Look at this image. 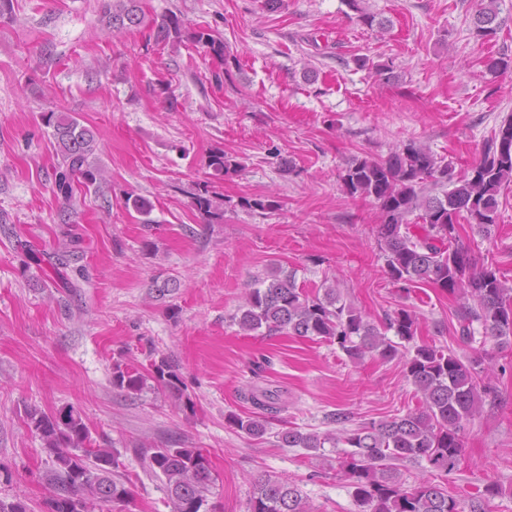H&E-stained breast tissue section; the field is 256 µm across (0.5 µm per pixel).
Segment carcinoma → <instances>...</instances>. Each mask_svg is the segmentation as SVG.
Masks as SVG:
<instances>
[{
    "mask_svg": "<svg viewBox=\"0 0 512 512\" xmlns=\"http://www.w3.org/2000/svg\"><path fill=\"white\" fill-rule=\"evenodd\" d=\"M348 5L357 12L359 22L386 29L358 0H348ZM99 23L103 33L112 35L148 27L158 44L187 40L224 61V42L211 30L197 26L184 36L177 18L147 16L143 0H102ZM473 28L482 39L497 34L496 0H488L474 15ZM486 70L494 75L512 70V57H491ZM43 120L52 128L57 157L55 192L72 206L78 194L107 181L105 167L96 161L97 134L71 112L51 109ZM209 166L217 179L241 168L222 151L211 155ZM339 181L345 195L369 198L376 204L380 213L377 241L392 282L426 283L458 299L457 333L462 340L475 339L477 323L483 342L492 341L497 348L512 343V286L495 270L477 266L458 235V225L464 222L482 238L492 236L501 190L512 183V119L484 142L478 160L461 176L428 146L410 141L393 148L385 159H353ZM192 204L206 216L217 215L219 209L206 192L194 195ZM241 204L266 215L279 208L277 201L267 197L244 198ZM79 244L73 225H66L48 256L53 269L73 266L81 273ZM238 311L237 323L247 333L264 328L269 333L321 338L337 344L352 359L367 354L382 360L405 357L406 377L420 394L416 409L390 420L363 422L354 429L320 434L288 428L277 437L285 448L314 453L327 444L343 447L339 472L352 488L358 512H464L442 479L458 469L466 424L484 404L498 400L497 390L481 370L482 358L461 357L429 344H416L402 353L386 332L412 342L418 328L413 312L400 308L385 314L380 329L344 301L335 286L311 294L297 286L294 271L284 272L277 262L268 264L264 276L245 290ZM112 388L137 397L156 391L179 399L184 396L180 375L166 357L146 367L115 362ZM244 399L253 410L233 414L229 421L247 436L261 438L282 410L279 390L251 387ZM25 424L40 438L49 463L44 479L52 494L43 502L48 512H103L106 505L130 500L119 472V453L92 436L79 409L66 406L50 414L28 410ZM404 460L426 462L440 481L423 479L405 487L398 468ZM145 463L149 473L161 480L173 512H207L214 476L206 450L173 442L151 449ZM501 493L497 483H488L470 512H487L490 500ZM251 512L312 510L297 485L267 475L254 484Z\"/></svg>",
    "mask_w": 512,
    "mask_h": 512,
    "instance_id": "carcinoma-1",
    "label": "carcinoma"
}]
</instances>
